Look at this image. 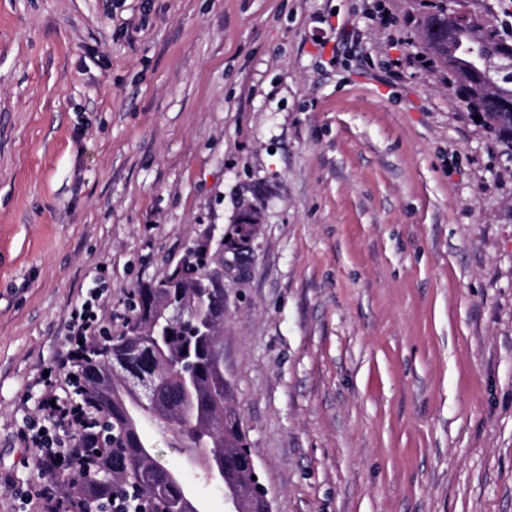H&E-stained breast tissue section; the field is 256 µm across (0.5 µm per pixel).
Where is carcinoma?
Wrapping results in <instances>:
<instances>
[{
    "mask_svg": "<svg viewBox=\"0 0 512 512\" xmlns=\"http://www.w3.org/2000/svg\"><path fill=\"white\" fill-rule=\"evenodd\" d=\"M448 0H437L434 11L423 20V38L426 49L440 64L448 68L467 104L477 112L480 123L512 155V111L504 108L484 107V96L494 95L505 104L512 105V75L487 73L479 66L466 47L476 39L486 42L505 40L489 20L481 15L475 22L448 31ZM192 269L183 272L186 317L195 312L215 309L224 312V289L201 288L199 281L214 273L207 255L195 248ZM170 269L160 279L152 280L136 289L132 315L126 331L117 337L102 336L85 346L78 364L83 380V398L93 412L85 420L90 432L82 435L81 447L86 449L79 459L78 480L69 485V512H111L113 503H122V512H131L134 499L147 498L156 506L173 512L178 507L181 486L168 483L171 469L149 463L144 448L150 446L146 436L128 427L126 406L119 401L109 403L97 387V380L105 368V359L127 360L128 375L148 377L159 385L166 399L160 401L175 432L188 439L209 426L214 434L209 438L207 450L222 454L232 451V446L243 437L237 413L222 415L224 408V377L217 360L219 337L204 339L190 335V326L179 320L167 324L160 340L166 344L165 357L151 355L155 340L151 336H134L132 331L139 323L147 321L156 305L170 293L165 284L173 278ZM196 364V391L183 396L177 364L181 359Z\"/></svg>",
    "mask_w": 512,
    "mask_h": 512,
    "instance_id": "cac0c4a2",
    "label": "carcinoma"
}]
</instances>
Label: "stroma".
I'll return each mask as SVG.
<instances>
[{
  "instance_id": "1",
  "label": "stroma",
  "mask_w": 512,
  "mask_h": 512,
  "mask_svg": "<svg viewBox=\"0 0 512 512\" xmlns=\"http://www.w3.org/2000/svg\"><path fill=\"white\" fill-rule=\"evenodd\" d=\"M432 5L0 0V512L74 476L21 441L69 434L41 403L78 400L43 380L71 310L121 334L247 207L220 357L274 512H512V157L426 54Z\"/></svg>"
}]
</instances>
